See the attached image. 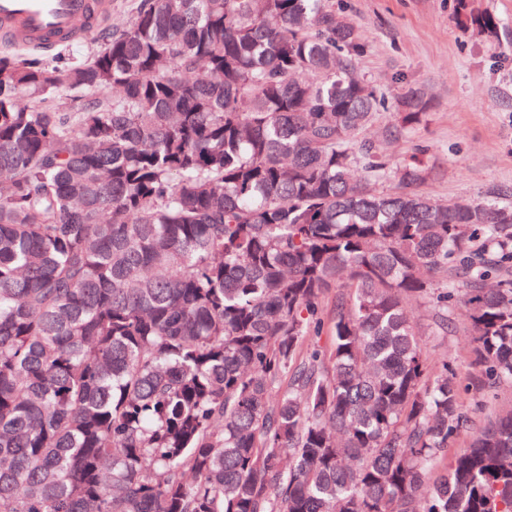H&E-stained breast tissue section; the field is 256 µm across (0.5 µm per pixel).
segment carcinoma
<instances>
[{
    "label": "carcinoma",
    "mask_w": 512,
    "mask_h": 512,
    "mask_svg": "<svg viewBox=\"0 0 512 512\" xmlns=\"http://www.w3.org/2000/svg\"><path fill=\"white\" fill-rule=\"evenodd\" d=\"M362 52L328 0H144L83 63L0 51V512H512V410L469 433L407 312L445 334L464 289L471 385L512 380V203H437L358 140Z\"/></svg>",
    "instance_id": "1"
}]
</instances>
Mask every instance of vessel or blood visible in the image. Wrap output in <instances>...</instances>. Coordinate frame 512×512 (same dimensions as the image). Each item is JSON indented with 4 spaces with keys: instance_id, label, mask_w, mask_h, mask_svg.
Listing matches in <instances>:
<instances>
[{
    "instance_id": "obj_1",
    "label": "vessel or blood",
    "mask_w": 512,
    "mask_h": 512,
    "mask_svg": "<svg viewBox=\"0 0 512 512\" xmlns=\"http://www.w3.org/2000/svg\"><path fill=\"white\" fill-rule=\"evenodd\" d=\"M111 0H0V40L51 50L84 35Z\"/></svg>"
}]
</instances>
